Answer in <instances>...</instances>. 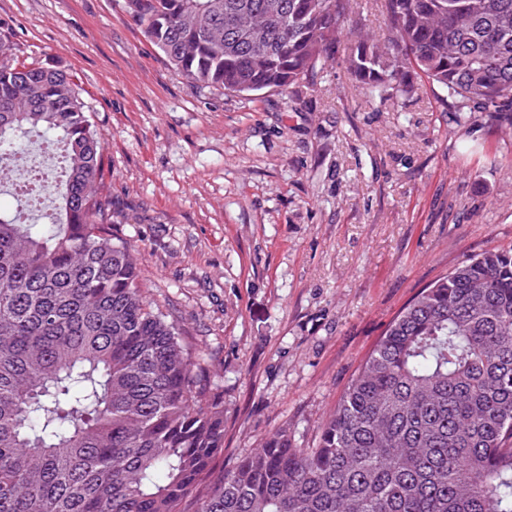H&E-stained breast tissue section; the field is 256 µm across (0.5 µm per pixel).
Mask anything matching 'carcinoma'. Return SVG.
<instances>
[{
  "label": "carcinoma",
  "mask_w": 512,
  "mask_h": 512,
  "mask_svg": "<svg viewBox=\"0 0 512 512\" xmlns=\"http://www.w3.org/2000/svg\"><path fill=\"white\" fill-rule=\"evenodd\" d=\"M177 74L285 91L344 41L347 73L383 100L424 78L465 122L512 112V0H126ZM51 135L59 175L0 211V512H512V249L423 289L389 323L314 448L288 429L230 470L224 396L143 297L112 232L101 134L66 70L16 66L0 32V172ZM57 206L29 220L42 191Z\"/></svg>",
  "instance_id": "carcinoma-1"
}]
</instances>
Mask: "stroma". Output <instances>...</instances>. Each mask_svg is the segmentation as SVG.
I'll list each match as a JSON object with an SVG mask.
<instances>
[{
    "label": "stroma",
    "instance_id": "1",
    "mask_svg": "<svg viewBox=\"0 0 512 512\" xmlns=\"http://www.w3.org/2000/svg\"><path fill=\"white\" fill-rule=\"evenodd\" d=\"M13 59L60 64L102 136L112 230L224 396V466L288 428L314 447L389 321L512 246V126L427 82L383 102L326 64L236 95L175 73L125 0H0Z\"/></svg>",
    "mask_w": 512,
    "mask_h": 512
}]
</instances>
